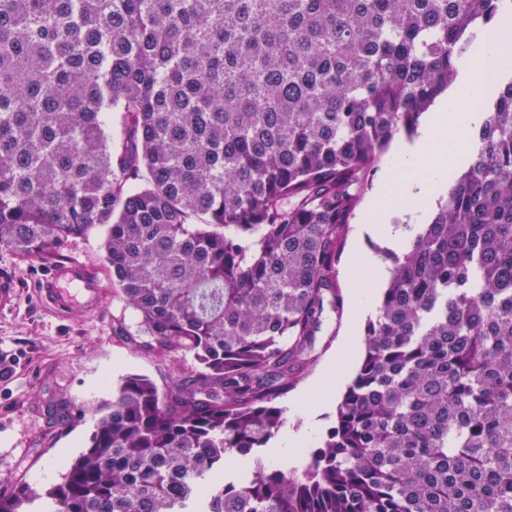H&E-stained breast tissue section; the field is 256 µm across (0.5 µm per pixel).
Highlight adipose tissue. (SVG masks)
<instances>
[{"label":"adipose tissue","instance_id":"ef3b65f1","mask_svg":"<svg viewBox=\"0 0 512 512\" xmlns=\"http://www.w3.org/2000/svg\"><path fill=\"white\" fill-rule=\"evenodd\" d=\"M496 39L488 43L472 62L468 77L451 100H440L432 117L423 125L414 147L399 153L392 161V168L403 172L404 177L393 185L392 193L398 201L411 209L438 196L450 181L455 167L464 157L468 132L480 119L478 103L488 81V72L500 62L499 45L512 43V22L500 20L495 26ZM360 232H372L388 239L397 248H405L409 229L388 220L384 200L372 202L363 216ZM353 266L364 275L366 286L355 293L352 306L362 311L373 305L377 286L386 279L388 266L377 255L358 249Z\"/></svg>","mask_w":512,"mask_h":512}]
</instances>
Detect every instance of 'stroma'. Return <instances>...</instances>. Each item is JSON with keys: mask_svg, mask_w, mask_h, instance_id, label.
I'll list each match as a JSON object with an SVG mask.
<instances>
[{"mask_svg": "<svg viewBox=\"0 0 512 512\" xmlns=\"http://www.w3.org/2000/svg\"><path fill=\"white\" fill-rule=\"evenodd\" d=\"M105 229L70 239L63 259L87 260L102 281V306L97 314L72 313L61 319L38 299L36 278L48 265L41 258H24L0 249V269L12 271L20 283L16 307L0 311V493L11 494L17 480L47 488L61 480L67 463L87 447L98 419L112 401L121 379L137 373L166 389L172 371L135 346L130 337L138 330V315L112 284L104 260ZM350 304L328 313L315 344V360L283 406L308 393L306 416L289 414L287 425L304 431L307 446H315L335 420L337 399H324L310 387L336 362L337 344L350 328H364L366 316L351 318ZM363 354L362 345L336 370L353 379ZM64 402L73 417L52 419L50 406Z\"/></svg>", "mask_w": 512, "mask_h": 512, "instance_id": "stroma-1", "label": "stroma"}]
</instances>
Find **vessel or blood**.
<instances>
[{
  "mask_svg": "<svg viewBox=\"0 0 512 512\" xmlns=\"http://www.w3.org/2000/svg\"><path fill=\"white\" fill-rule=\"evenodd\" d=\"M37 288L43 304L62 315L95 311L103 294L101 280L81 260L48 266L38 278Z\"/></svg>",
  "mask_w": 512,
  "mask_h": 512,
  "instance_id": "b4317fda",
  "label": "vessel or blood"
}]
</instances>
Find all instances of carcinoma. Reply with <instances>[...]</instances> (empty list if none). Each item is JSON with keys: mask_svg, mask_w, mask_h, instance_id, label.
Listing matches in <instances>:
<instances>
[{"mask_svg": "<svg viewBox=\"0 0 512 512\" xmlns=\"http://www.w3.org/2000/svg\"><path fill=\"white\" fill-rule=\"evenodd\" d=\"M512 0H0V249L106 228L163 391L125 376L0 512H512V75L400 254L336 419L287 421L381 156ZM122 138L112 144V113ZM189 369L182 367L186 358Z\"/></svg>", "mask_w": 512, "mask_h": 512, "instance_id": "cac0c4a2", "label": "carcinoma"}]
</instances>
